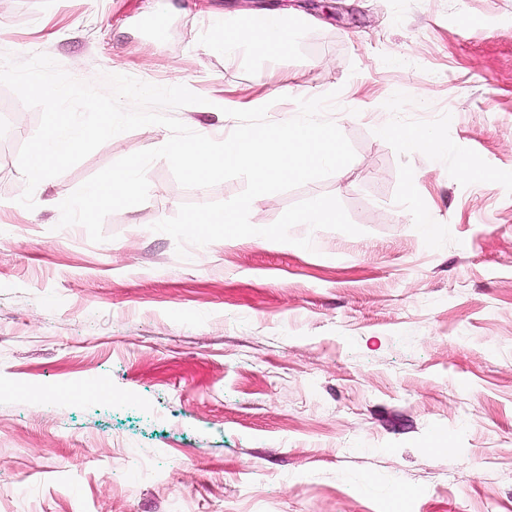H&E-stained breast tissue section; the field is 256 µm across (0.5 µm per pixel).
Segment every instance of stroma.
I'll use <instances>...</instances> for the list:
<instances>
[{
    "mask_svg": "<svg viewBox=\"0 0 512 512\" xmlns=\"http://www.w3.org/2000/svg\"><path fill=\"white\" fill-rule=\"evenodd\" d=\"M273 7L292 29L276 56L215 46L262 0H0V55L187 86L204 101L175 117L217 140L229 110L282 122L338 92L354 161L263 196L250 221L331 194L361 229L179 258L152 224L245 183L186 189L159 159L147 201L92 243L59 228L60 203L169 130L114 136L28 210L18 152L40 111L0 86V512H512V0ZM391 124L448 149L380 139ZM307 235L314 251L294 244ZM116 462L133 477L113 480Z\"/></svg>",
    "mask_w": 512,
    "mask_h": 512,
    "instance_id": "35a3bbf8",
    "label": "stroma"
}]
</instances>
